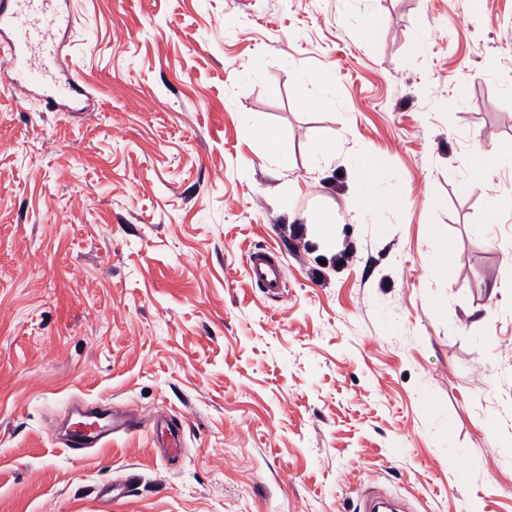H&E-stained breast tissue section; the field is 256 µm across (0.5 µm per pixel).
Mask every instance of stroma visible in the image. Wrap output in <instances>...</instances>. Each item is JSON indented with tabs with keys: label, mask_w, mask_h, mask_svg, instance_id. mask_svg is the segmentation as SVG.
Here are the masks:
<instances>
[{
	"label": "stroma",
	"mask_w": 512,
	"mask_h": 512,
	"mask_svg": "<svg viewBox=\"0 0 512 512\" xmlns=\"http://www.w3.org/2000/svg\"><path fill=\"white\" fill-rule=\"evenodd\" d=\"M68 3L95 104L0 67V512H512V0ZM78 401L137 426L68 450ZM354 186L358 210L365 214L393 210L399 207L398 200L380 192L377 165L373 158L359 154L354 159ZM247 264L252 282L268 296H279L284 281L278 254L268 249L255 250L249 253ZM164 429L167 431L162 432V422L157 423V427L161 429L162 439L159 444L164 448V454L167 458H175L181 451V430L172 422L169 424L165 422Z\"/></svg>",
	"instance_id": "1"
}]
</instances>
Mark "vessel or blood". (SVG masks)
Wrapping results in <instances>:
<instances>
[{
	"instance_id": "1",
	"label": "vessel or blood",
	"mask_w": 512,
	"mask_h": 512,
	"mask_svg": "<svg viewBox=\"0 0 512 512\" xmlns=\"http://www.w3.org/2000/svg\"><path fill=\"white\" fill-rule=\"evenodd\" d=\"M73 16L65 11L61 0H0V32L7 33V53L0 62L24 74L30 83L46 88L43 97L49 108L60 109L64 100L87 95L88 88L76 76L58 81L53 70L67 44L66 35ZM252 282L268 296L283 290L282 267L276 252L255 250L248 255ZM127 417L116 410L99 406L78 421L70 430L66 448L78 451L100 448L113 433L129 430Z\"/></svg>"
}]
</instances>
